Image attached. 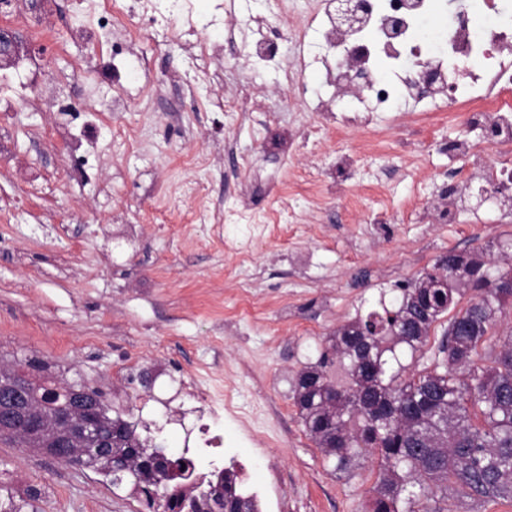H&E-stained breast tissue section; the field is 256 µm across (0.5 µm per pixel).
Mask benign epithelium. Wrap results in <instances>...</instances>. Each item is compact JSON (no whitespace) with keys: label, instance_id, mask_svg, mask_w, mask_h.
I'll use <instances>...</instances> for the list:
<instances>
[{"label":"benign epithelium","instance_id":"1","mask_svg":"<svg viewBox=\"0 0 512 512\" xmlns=\"http://www.w3.org/2000/svg\"><path fill=\"white\" fill-rule=\"evenodd\" d=\"M363 0H342L340 13L351 32ZM41 383L32 379L24 365L0 373V436L20 437L37 444L49 430L55 436L40 446L42 453L66 464L81 465L88 448L101 445L100 422L104 411L97 395L83 387H69L62 403H47Z\"/></svg>","mask_w":512,"mask_h":512}]
</instances>
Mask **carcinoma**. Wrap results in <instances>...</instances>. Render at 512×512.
Wrapping results in <instances>:
<instances>
[{
	"label": "carcinoma",
	"instance_id": "carcinoma-1",
	"mask_svg": "<svg viewBox=\"0 0 512 512\" xmlns=\"http://www.w3.org/2000/svg\"><path fill=\"white\" fill-rule=\"evenodd\" d=\"M448 303L421 320L417 302L424 289L404 290L394 306L382 305L336 330L327 350L304 366L293 383L295 404L325 462L348 471L363 453L378 456L381 471L371 490L368 512H448V482L454 481L470 503L512 500V340L477 360L478 349L507 309L512 291L492 288L485 263L473 260L465 274L448 267ZM471 294L467 305L461 299ZM456 334L445 333L437 353L416 370L403 363L427 344L431 325L447 311ZM347 378L333 384L330 358ZM121 415L101 425L105 448H92L83 465L112 474V483L130 484L148 506L187 512H257L236 490L229 470L221 488L202 489L190 464L174 458L161 444L140 439ZM142 449L127 469L119 463ZM40 491L19 499L0 498V512H42Z\"/></svg>",
	"mask_w": 512,
	"mask_h": 512
}]
</instances>
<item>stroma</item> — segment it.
<instances>
[{
	"instance_id": "stroma-1",
	"label": "stroma",
	"mask_w": 512,
	"mask_h": 512,
	"mask_svg": "<svg viewBox=\"0 0 512 512\" xmlns=\"http://www.w3.org/2000/svg\"><path fill=\"white\" fill-rule=\"evenodd\" d=\"M257 0H186L199 35L217 41L221 63L187 85L167 82L189 60L178 46L153 58L156 95L134 111L112 109L111 93L91 102L84 166L56 140L77 117L52 106L0 117V369L45 361L56 385L101 390L128 405L125 419L168 422L171 447L196 423V387L233 390L248 431L224 423V445L254 462L252 479L274 464V488L261 512H364L380 473L377 456L332 471L306 432L293 379L343 324L394 304L448 251L480 254L491 274L512 269L499 243H512V209L474 192L452 224L421 219L448 196V149L483 137L450 116L443 98L413 97L379 112L368 130L324 125L303 138L311 116L280 77L296 66L280 40L269 61L251 45L272 29L307 18ZM75 0H53L52 35L61 52H29L31 30L0 18L17 40L15 64L0 68V97H33L41 82L67 84L93 59L70 40ZM236 31H229L228 23ZM249 91L255 111H224ZM212 164L198 174L193 156ZM203 179L217 209L238 212L290 194L294 221L267 231L226 220L218 250L187 222L194 203L183 183ZM388 187L392 203L375 199ZM0 484L14 495L41 492L43 512H139L130 489L101 472L57 461L0 439Z\"/></svg>"
}]
</instances>
